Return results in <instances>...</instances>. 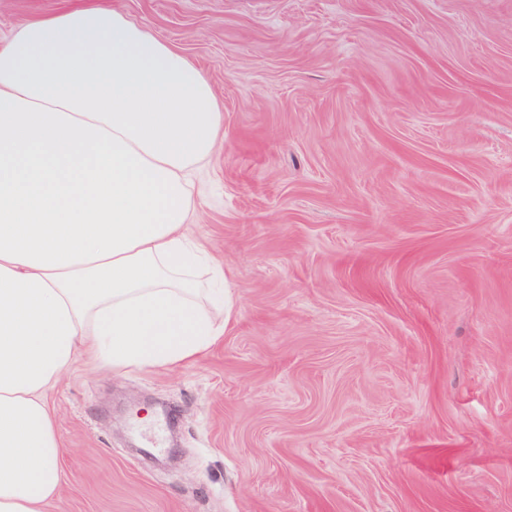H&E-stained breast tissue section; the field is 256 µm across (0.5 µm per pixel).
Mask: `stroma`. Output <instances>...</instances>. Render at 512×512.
<instances>
[{
    "mask_svg": "<svg viewBox=\"0 0 512 512\" xmlns=\"http://www.w3.org/2000/svg\"><path fill=\"white\" fill-rule=\"evenodd\" d=\"M108 2L221 104L230 305L195 361H77L49 512H512V0Z\"/></svg>",
    "mask_w": 512,
    "mask_h": 512,
    "instance_id": "stroma-1",
    "label": "stroma"
}]
</instances>
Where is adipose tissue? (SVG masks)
I'll list each match as a JSON object with an SVG mask.
<instances>
[{
  "instance_id": "obj_1",
  "label": "adipose tissue",
  "mask_w": 512,
  "mask_h": 512,
  "mask_svg": "<svg viewBox=\"0 0 512 512\" xmlns=\"http://www.w3.org/2000/svg\"><path fill=\"white\" fill-rule=\"evenodd\" d=\"M223 136L197 65L105 0L0 41V512L60 496L48 394L81 351L160 368L223 336V263L186 231Z\"/></svg>"
}]
</instances>
